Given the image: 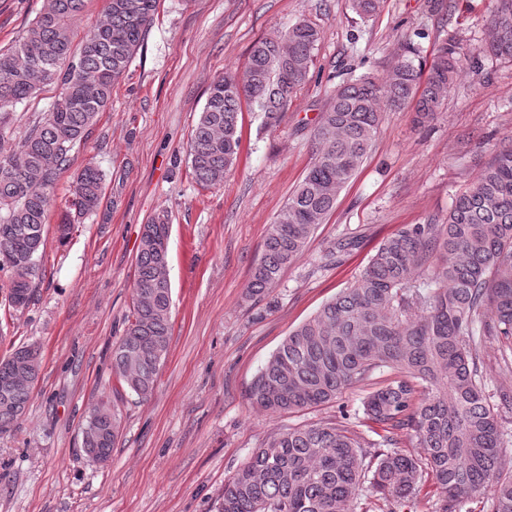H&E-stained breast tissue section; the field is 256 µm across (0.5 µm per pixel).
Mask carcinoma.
<instances>
[{
    "label": "carcinoma",
    "mask_w": 512,
    "mask_h": 512,
    "mask_svg": "<svg viewBox=\"0 0 512 512\" xmlns=\"http://www.w3.org/2000/svg\"><path fill=\"white\" fill-rule=\"evenodd\" d=\"M156 2L106 0L104 20L84 35L76 55L86 0H43L23 35L0 48V271L8 272L0 288L15 310L33 299L54 185L127 71ZM351 6L371 18L382 0ZM488 23V54L512 59V0H496ZM319 40L315 25L299 22L256 42L243 73L214 80L190 135L196 182L220 188L236 164L242 100L257 108L264 126L278 123L309 78ZM465 60L462 44L450 40L425 71L408 46L385 78L360 76L334 88L314 128L312 165L269 227L250 295L265 294L302 257L362 165L385 113L412 103L418 123L430 122ZM50 85L61 86V95L14 146L7 129L17 105ZM103 181L90 164L76 172V215L97 210ZM168 239L167 215L143 225L131 319L112 345L113 372L142 399L152 393L169 345ZM480 336L504 339L512 350V145L457 196L444 222L407 224L386 238L348 288L291 331L249 389L252 407L274 416L333 402L375 370L393 369L397 376L362 400L365 419L383 434L368 438L340 422L275 434L224 482L218 512H357L360 491L401 504L427 475L437 487L435 512H462L477 494L487 495V512H512V473L498 468L502 431L476 362ZM39 369L32 346L0 359V432L23 414ZM85 429L83 447L111 457L114 412L102 405ZM404 429L424 459L399 449L395 432Z\"/></svg>",
    "instance_id": "carcinoma-1"
}]
</instances>
